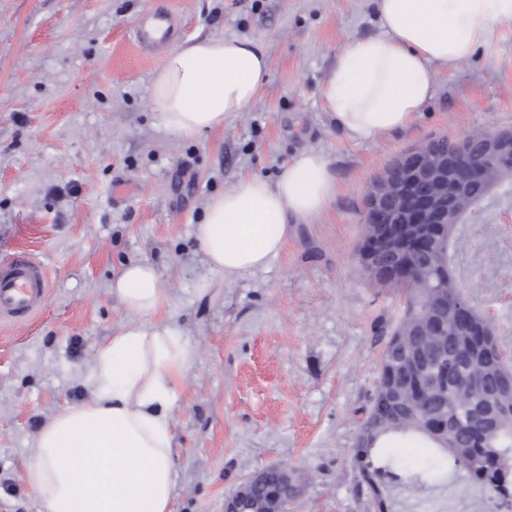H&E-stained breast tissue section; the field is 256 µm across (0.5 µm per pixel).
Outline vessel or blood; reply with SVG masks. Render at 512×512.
Here are the masks:
<instances>
[{
	"mask_svg": "<svg viewBox=\"0 0 512 512\" xmlns=\"http://www.w3.org/2000/svg\"><path fill=\"white\" fill-rule=\"evenodd\" d=\"M177 20L171 10L151 12L136 28V39L148 51L164 49L174 38ZM49 293L46 266L20 250L0 262V323H23L40 311Z\"/></svg>",
	"mask_w": 512,
	"mask_h": 512,
	"instance_id": "b4317fda",
	"label": "vessel or blood"
}]
</instances>
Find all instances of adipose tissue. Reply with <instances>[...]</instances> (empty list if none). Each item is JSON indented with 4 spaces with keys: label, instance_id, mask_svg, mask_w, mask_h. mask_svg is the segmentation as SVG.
<instances>
[{
    "label": "adipose tissue",
    "instance_id": "ef3b65f1",
    "mask_svg": "<svg viewBox=\"0 0 512 512\" xmlns=\"http://www.w3.org/2000/svg\"><path fill=\"white\" fill-rule=\"evenodd\" d=\"M379 33L344 48L320 90L324 109L351 138L405 127L432 96V68L455 66L512 23V0H376ZM269 71L259 44L191 40L156 74L151 98L162 127L193 137L221 127L258 97ZM336 192L327 158L306 150L275 183L242 178L210 199L195 236L213 271L265 268L288 237V218L309 219ZM131 312L168 301L151 262L126 265L112 284ZM194 350L169 322L126 324L98 346L92 396L42 429L28 478L38 512H171L177 387Z\"/></svg>",
    "mask_w": 512,
    "mask_h": 512
}]
</instances>
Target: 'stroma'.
Wrapping results in <instances>:
<instances>
[{
	"mask_svg": "<svg viewBox=\"0 0 512 512\" xmlns=\"http://www.w3.org/2000/svg\"><path fill=\"white\" fill-rule=\"evenodd\" d=\"M159 7L179 40L262 43L260 96L195 137L166 132L151 100L164 55L132 33ZM373 0H0V261L19 247L50 293L27 325L0 327V512H38L28 480L42 427L89 392L98 345L136 322L111 285L130 260L158 269L195 360L178 388L171 512H224L245 477H300L289 512H376L350 450L378 378L394 289L357 256L370 183L412 146L512 127V24L448 68L407 126L357 141L323 108L320 85L352 40L377 33ZM329 161L336 194L288 219L263 269L211 270L194 231L205 202L247 176L275 181L294 155Z\"/></svg>",
	"mask_w": 512,
	"mask_h": 512,
	"instance_id": "1",
	"label": "stroma"
}]
</instances>
